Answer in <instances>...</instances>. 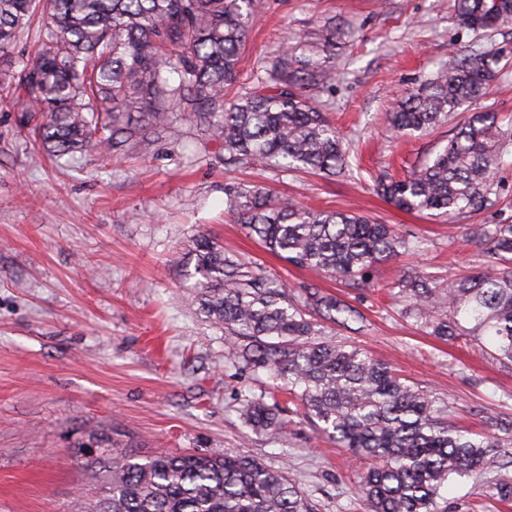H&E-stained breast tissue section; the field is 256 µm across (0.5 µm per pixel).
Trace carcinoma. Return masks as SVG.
<instances>
[{"mask_svg": "<svg viewBox=\"0 0 512 512\" xmlns=\"http://www.w3.org/2000/svg\"><path fill=\"white\" fill-rule=\"evenodd\" d=\"M254 0H0V106L21 104L22 127L52 156L129 143L170 129L180 113L224 149V164L281 173L344 175L352 155L310 92L335 81L334 28L282 49L258 84L232 102ZM458 24L474 32L512 26V0H456ZM38 49L20 71L11 48L31 28ZM500 56L452 55L438 77L407 93L390 117L395 135L425 132L484 96ZM512 129L494 112L459 117L447 146L407 176L382 175L376 192L399 209L430 217L477 213L493 193ZM227 212L283 261L316 276L370 285L381 263L414 250L390 224L361 213L312 209L258 186L225 189ZM489 235L479 270L446 288L422 276L400 289L431 335L485 336L512 361V223ZM194 301L241 344L239 358L288 387L319 430L373 462L354 488L368 512H448V480L498 466L512 443L469 438L447 410L360 349L321 339L326 323L359 311L303 284L250 269L206 234L190 240ZM243 425L286 433L280 409L249 401ZM95 512H315L283 471L245 454H115Z\"/></svg>", "mask_w": 512, "mask_h": 512, "instance_id": "cac0c4a2", "label": "carcinoma"}]
</instances>
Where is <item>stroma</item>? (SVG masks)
Listing matches in <instances>:
<instances>
[{
	"mask_svg": "<svg viewBox=\"0 0 512 512\" xmlns=\"http://www.w3.org/2000/svg\"><path fill=\"white\" fill-rule=\"evenodd\" d=\"M243 52V82L288 44L336 27V80L318 93L357 153L354 178L229 170L218 144L175 114L163 137L112 158L91 150L51 161L0 109V512H93L113 452L245 453L285 471L317 512H366L353 491L369 460L321 434L288 405L276 381L243 367L224 330L183 303L195 283L184 243L205 233L246 266L291 289L317 281L362 321L325 327V339L357 346L448 406L471 436L512 438V362L473 336H430L399 295V281L427 273L441 286L471 274L486 243L474 224L512 222V149L500 200L479 214L433 219L395 208L374 180L406 175L447 145L453 123L395 138L388 114L405 92L433 79L449 56H501L490 93L466 104L512 119V27L473 32L453 0H258ZM258 184L276 195L356 211L421 240L415 254L380 265L372 287L312 278L267 252L226 211L224 187ZM288 407L283 436L254 433L245 399ZM512 483V447L498 466L456 478L450 512H512L498 489Z\"/></svg>",
	"mask_w": 512,
	"mask_h": 512,
	"instance_id": "stroma-1",
	"label": "stroma"
}]
</instances>
